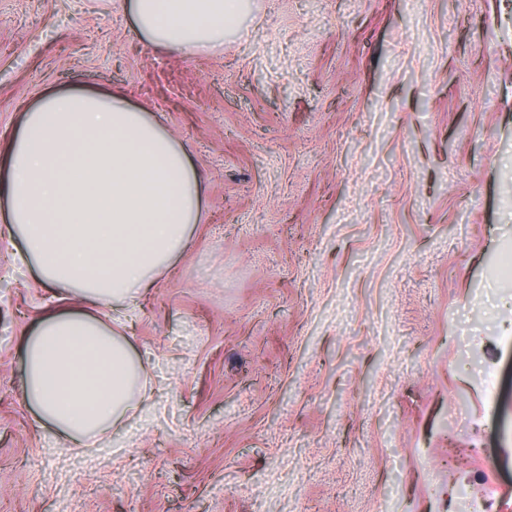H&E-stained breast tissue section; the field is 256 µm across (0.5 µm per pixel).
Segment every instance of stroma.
I'll return each mask as SVG.
<instances>
[{
	"instance_id": "stroma-1",
	"label": "stroma",
	"mask_w": 512,
	"mask_h": 512,
	"mask_svg": "<svg viewBox=\"0 0 512 512\" xmlns=\"http://www.w3.org/2000/svg\"><path fill=\"white\" fill-rule=\"evenodd\" d=\"M72 88L154 112L204 217L134 321L158 415L90 461L19 399L49 305L0 237V512H512V0H255L202 55L0 0V143Z\"/></svg>"
}]
</instances>
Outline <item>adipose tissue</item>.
I'll list each match as a JSON object with an SVG mask.
<instances>
[{
    "label": "adipose tissue",
    "mask_w": 512,
    "mask_h": 512,
    "mask_svg": "<svg viewBox=\"0 0 512 512\" xmlns=\"http://www.w3.org/2000/svg\"><path fill=\"white\" fill-rule=\"evenodd\" d=\"M249 0H121L150 45L206 54ZM203 218L199 173L124 96L45 92L0 149V222L54 306L26 337L22 400L67 448L119 436L152 405L128 331Z\"/></svg>",
    "instance_id": "obj_1"
}]
</instances>
